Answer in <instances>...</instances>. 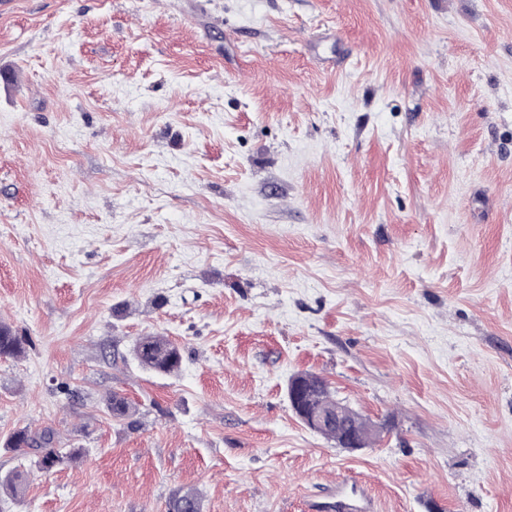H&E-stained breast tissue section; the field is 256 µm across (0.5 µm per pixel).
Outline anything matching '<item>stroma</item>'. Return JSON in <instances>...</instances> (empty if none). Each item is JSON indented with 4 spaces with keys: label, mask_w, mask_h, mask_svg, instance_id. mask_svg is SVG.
Segmentation results:
<instances>
[{
    "label": "stroma",
    "mask_w": 512,
    "mask_h": 512,
    "mask_svg": "<svg viewBox=\"0 0 512 512\" xmlns=\"http://www.w3.org/2000/svg\"><path fill=\"white\" fill-rule=\"evenodd\" d=\"M0 73V512H512V0H7ZM133 354L146 369L163 373H177L181 367V350L164 336H142L133 346ZM305 377H302V381L306 386L312 388L309 392L304 395V404L309 408L321 410L325 413H332L335 410L337 401L332 397L331 392L326 386L323 388H317L322 381V378L311 373H301ZM341 429L352 432L362 443L363 448L369 447L380 434L373 424L354 411L347 413L342 420ZM8 443L12 448H28L36 457L34 464L39 469H50L62 461V456L55 449V432L51 428L31 432L21 429L15 432ZM336 512H360L372 507L371 500L363 489L351 490V494L344 487L336 489ZM202 500L195 489H178L168 499L167 512H202Z\"/></svg>",
    "instance_id": "obj_1"
}]
</instances>
